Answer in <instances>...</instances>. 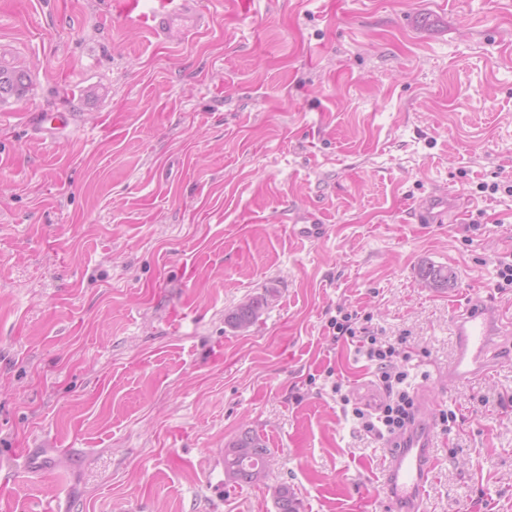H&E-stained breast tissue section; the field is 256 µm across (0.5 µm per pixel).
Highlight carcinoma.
<instances>
[{
	"label": "carcinoma",
	"instance_id": "1",
	"mask_svg": "<svg viewBox=\"0 0 512 512\" xmlns=\"http://www.w3.org/2000/svg\"><path fill=\"white\" fill-rule=\"evenodd\" d=\"M24 78L25 75L14 68L0 67V96L5 93L23 96ZM421 279L427 288L444 289L448 287L451 274L446 268L426 264L421 269ZM266 305L264 299H249L228 313L225 321L233 329L247 330L260 319ZM270 462L272 452L265 438L245 429L224 448L225 482L233 485L263 483ZM273 497L276 512H301V502L290 485L276 484Z\"/></svg>",
	"mask_w": 512,
	"mask_h": 512
}]
</instances>
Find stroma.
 Wrapping results in <instances>:
<instances>
[{
	"label": "stroma",
	"mask_w": 512,
	"mask_h": 512,
	"mask_svg": "<svg viewBox=\"0 0 512 512\" xmlns=\"http://www.w3.org/2000/svg\"><path fill=\"white\" fill-rule=\"evenodd\" d=\"M158 42L110 0H0V512H378L387 450L334 392L338 310L406 337L438 431L426 512H512V338L452 386V307L512 309V0H209ZM73 113L53 135L38 113ZM432 193L452 214L418 224ZM329 225L317 242L291 225ZM447 267V289L420 269ZM267 298L246 331L224 318ZM270 484L229 485L242 430ZM25 75L15 68L0 67V96L4 93L15 94L17 97L23 96ZM276 512H300L302 505L293 488L287 483H278L273 487Z\"/></svg>",
	"instance_id": "obj_1"
}]
</instances>
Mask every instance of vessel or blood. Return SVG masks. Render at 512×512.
Here are the masks:
<instances>
[{
  "instance_id": "vessel-or-blood-1",
  "label": "vessel or blood",
  "mask_w": 512,
  "mask_h": 512,
  "mask_svg": "<svg viewBox=\"0 0 512 512\" xmlns=\"http://www.w3.org/2000/svg\"><path fill=\"white\" fill-rule=\"evenodd\" d=\"M112 9L125 25L163 38L175 28L184 35L199 31L213 20L205 0H112ZM511 326L512 312L495 304L470 297L455 308L451 317L455 354L448 366L449 381L477 382L489 377L495 364L488 351L494 338ZM418 403L413 422L397 436L381 474L386 501L394 512H423L435 474L436 425L429 390L421 391Z\"/></svg>"
}]
</instances>
